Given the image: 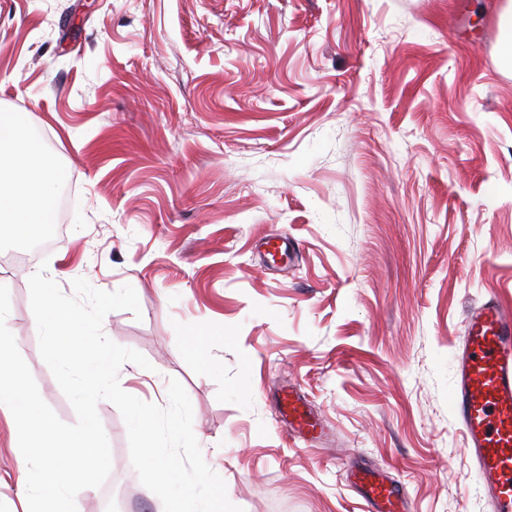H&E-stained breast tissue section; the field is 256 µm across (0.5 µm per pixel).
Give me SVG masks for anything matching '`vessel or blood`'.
I'll list each match as a JSON object with an SVG mask.
<instances>
[{"label":"vessel or blood","mask_w":512,"mask_h":512,"mask_svg":"<svg viewBox=\"0 0 512 512\" xmlns=\"http://www.w3.org/2000/svg\"><path fill=\"white\" fill-rule=\"evenodd\" d=\"M288 433L303 440L315 425L295 393L282 400ZM450 403L466 434L479 477V490L493 512H512V311L494 297L475 305L466 317L462 344L454 355ZM367 500L395 507L404 492L364 476Z\"/></svg>","instance_id":"obj_1"}]
</instances>
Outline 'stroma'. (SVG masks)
Masks as SVG:
<instances>
[{
  "mask_svg": "<svg viewBox=\"0 0 512 512\" xmlns=\"http://www.w3.org/2000/svg\"><path fill=\"white\" fill-rule=\"evenodd\" d=\"M512 0H0V109L23 112L66 173L61 227L0 240L6 325L43 400L75 412L42 360L28 279L65 294L131 285L108 313L124 391L185 388L200 447L243 512H367L373 471L404 512H491L450 408L469 306L512 304ZM285 234L289 260L263 244ZM22 264H15L17 255ZM311 409L292 440L279 397ZM91 512H163L132 466ZM22 461L0 414V512Z\"/></svg>",
  "mask_w": 512,
  "mask_h": 512,
  "instance_id": "obj_1",
  "label": "stroma"
}]
</instances>
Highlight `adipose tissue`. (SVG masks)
Listing matches in <instances>:
<instances>
[{"label": "adipose tissue", "mask_w": 512, "mask_h": 512, "mask_svg": "<svg viewBox=\"0 0 512 512\" xmlns=\"http://www.w3.org/2000/svg\"><path fill=\"white\" fill-rule=\"evenodd\" d=\"M64 171L29 131L25 113H0V236L34 238L55 221Z\"/></svg>", "instance_id": "obj_1"}]
</instances>
